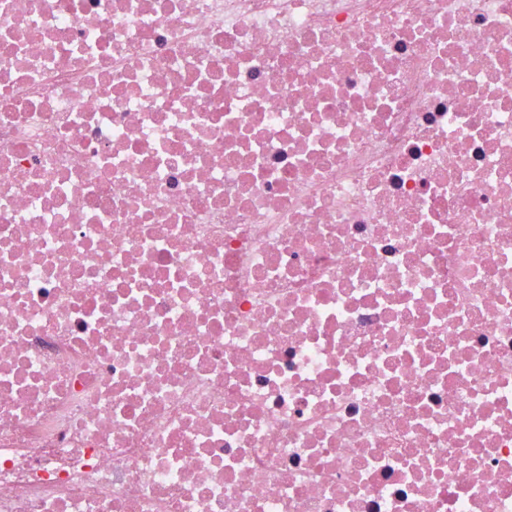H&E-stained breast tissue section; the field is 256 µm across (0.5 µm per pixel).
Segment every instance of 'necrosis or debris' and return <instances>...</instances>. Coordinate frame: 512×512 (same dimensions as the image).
<instances>
[{
	"instance_id": "necrosis-or-debris-1",
	"label": "necrosis or debris",
	"mask_w": 512,
	"mask_h": 512,
	"mask_svg": "<svg viewBox=\"0 0 512 512\" xmlns=\"http://www.w3.org/2000/svg\"><path fill=\"white\" fill-rule=\"evenodd\" d=\"M0 512H512V0H0Z\"/></svg>"
}]
</instances>
